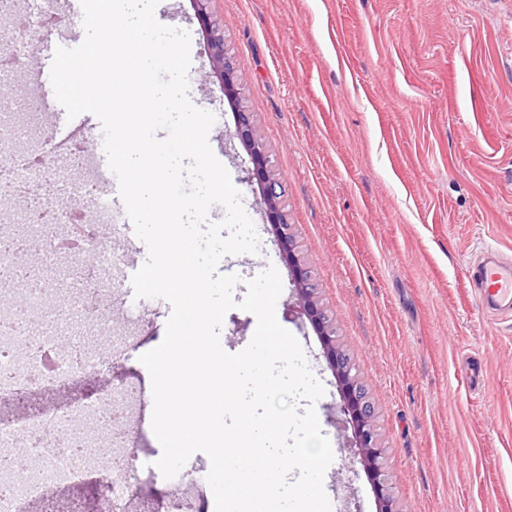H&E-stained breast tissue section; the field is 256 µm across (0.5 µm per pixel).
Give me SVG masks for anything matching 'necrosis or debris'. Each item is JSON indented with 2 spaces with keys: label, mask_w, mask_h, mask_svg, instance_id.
Here are the masks:
<instances>
[{
  "label": "necrosis or debris",
  "mask_w": 512,
  "mask_h": 512,
  "mask_svg": "<svg viewBox=\"0 0 512 512\" xmlns=\"http://www.w3.org/2000/svg\"><path fill=\"white\" fill-rule=\"evenodd\" d=\"M37 121L34 112L22 117L0 111V198L25 203L24 208L0 213V292L8 287L22 291L20 308L0 313L1 401L69 386L109 363L107 351L89 345L86 338L106 329L99 311L106 289L115 285L112 271L120 260L97 234L77 247L66 246L73 208L62 200L45 203V219L27 206L30 191L45 180L48 149L45 143L20 139L18 129ZM78 141L81 149L72 169L83 175L82 200L89 203L95 222L111 225L103 182L87 172L103 149V135L87 130ZM37 243L42 246L37 262L20 266V258ZM88 256L94 257V268H87ZM70 275L90 278L74 309L54 297L59 277ZM116 413L113 407L104 413L74 400L1 421L0 512H20L22 505L39 501L45 489L78 485L87 473L102 467L112 474V512H128L136 496L127 455L114 445L120 426Z\"/></svg>",
  "instance_id": "1"
}]
</instances>
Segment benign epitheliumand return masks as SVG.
<instances>
[{
    "label": "benign epithelium",
    "mask_w": 512,
    "mask_h": 512,
    "mask_svg": "<svg viewBox=\"0 0 512 512\" xmlns=\"http://www.w3.org/2000/svg\"><path fill=\"white\" fill-rule=\"evenodd\" d=\"M211 50L213 74L218 78L227 96L236 94L237 72L224 52V36L214 29L207 30ZM40 37V30L23 20L15 22L14 39L33 43ZM233 136L239 139L249 154L252 164L251 178L260 189V203L264 207L267 223L273 225L278 248L292 272V283L300 303L301 313L318 332L328 366L336 375L343 401L340 411L350 417L354 431L355 448L363 469L372 484L380 512H399L392 486L384 465L383 448L375 428L374 409L352 374L353 365L347 354L336 344V328L322 306L318 288L310 271L301 263L296 253V242L281 207L282 187L274 178L263 144L258 140L250 113L237 112Z\"/></svg>",
    "instance_id": "benign-epithelium-1"
}]
</instances>
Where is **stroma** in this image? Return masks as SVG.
I'll return each instance as SVG.
<instances>
[{"instance_id":"1","label":"stroma","mask_w":512,"mask_h":512,"mask_svg":"<svg viewBox=\"0 0 512 512\" xmlns=\"http://www.w3.org/2000/svg\"><path fill=\"white\" fill-rule=\"evenodd\" d=\"M43 6L12 5L42 31L25 70H0L17 113L55 104L49 48L64 32L84 33L82 14ZM209 14L239 76L236 102L284 188L299 254L375 409L400 512H512V317L486 316L469 281L485 248L512 254V13L495 0H211ZM155 17L190 36V100L215 115L209 145L260 239L258 253L225 256L218 269L239 276L237 302L246 280L270 265L279 272L276 318L325 389L315 409L334 454L323 478L332 512H377L336 380L296 313L248 155L232 137V102L210 76L204 26L192 0H159ZM106 305L116 361L25 404H0V417L135 390L125 447L142 484L132 512H178L186 497L192 512H215L210 486H189L208 456L194 453L174 478H157L161 446L136 423L153 404L138 389L139 358L163 341L169 303L125 304L116 288ZM256 324L228 311L223 349L244 350ZM466 357L484 367L481 390L468 385Z\"/></svg>"}]
</instances>
